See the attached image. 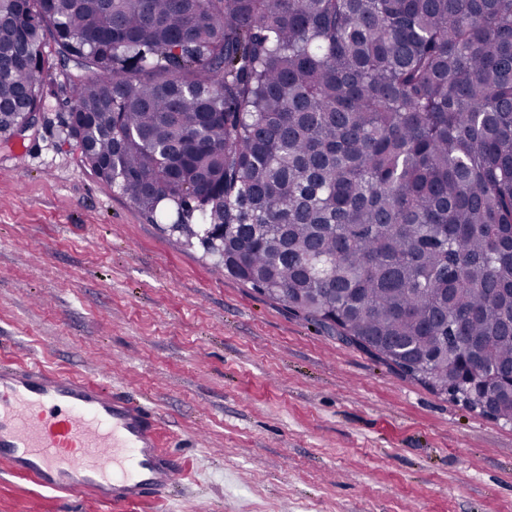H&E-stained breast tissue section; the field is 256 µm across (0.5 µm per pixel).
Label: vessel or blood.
<instances>
[{
	"label": "vessel or blood",
	"mask_w": 512,
	"mask_h": 512,
	"mask_svg": "<svg viewBox=\"0 0 512 512\" xmlns=\"http://www.w3.org/2000/svg\"><path fill=\"white\" fill-rule=\"evenodd\" d=\"M158 424L100 382L0 363V466L46 490L107 508L163 497L185 464L160 447Z\"/></svg>",
	"instance_id": "b4317fda"
}]
</instances>
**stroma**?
Here are the masks:
<instances>
[{
  "instance_id": "35a3bbf8",
  "label": "stroma",
  "mask_w": 512,
  "mask_h": 512,
  "mask_svg": "<svg viewBox=\"0 0 512 512\" xmlns=\"http://www.w3.org/2000/svg\"><path fill=\"white\" fill-rule=\"evenodd\" d=\"M64 78L0 135V360L146 402L181 493L104 508L0 469V512H512V425L218 271L87 169Z\"/></svg>"
}]
</instances>
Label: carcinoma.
I'll return each instance as SVG.
<instances>
[{"label": "carcinoma", "instance_id": "obj_1", "mask_svg": "<svg viewBox=\"0 0 512 512\" xmlns=\"http://www.w3.org/2000/svg\"><path fill=\"white\" fill-rule=\"evenodd\" d=\"M51 68L224 272L437 391L512 375V0H0V133Z\"/></svg>", "mask_w": 512, "mask_h": 512}]
</instances>
